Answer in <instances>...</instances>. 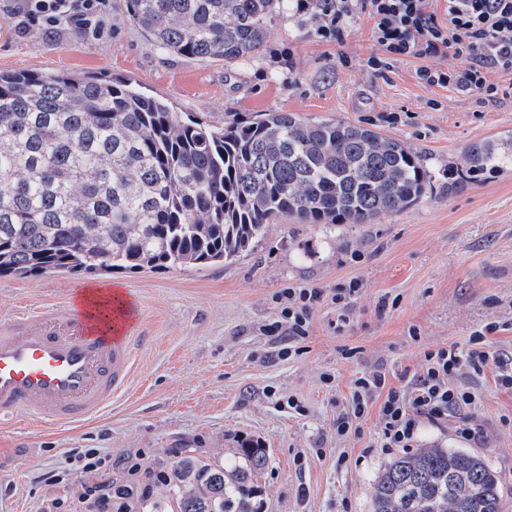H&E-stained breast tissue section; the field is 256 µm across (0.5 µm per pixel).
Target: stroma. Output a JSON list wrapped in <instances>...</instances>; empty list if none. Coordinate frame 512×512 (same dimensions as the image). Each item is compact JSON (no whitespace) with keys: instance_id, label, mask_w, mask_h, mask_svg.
I'll return each instance as SVG.
<instances>
[{"instance_id":"1","label":"stroma","mask_w":512,"mask_h":512,"mask_svg":"<svg viewBox=\"0 0 512 512\" xmlns=\"http://www.w3.org/2000/svg\"><path fill=\"white\" fill-rule=\"evenodd\" d=\"M372 27L368 14H356L339 45L317 38L309 20L283 15L268 24L259 54L227 65L158 48L129 20L125 0H111L95 37L22 33L0 14L1 72L126 80L179 115L215 127L260 112L360 123L419 151L433 181L415 205L370 224L280 218L251 251L225 263L0 278V316L30 297L62 298L76 282L127 289L140 301L149 336L130 392L103 419L76 430L32 424L0 432V486L8 489L0 512H54L81 486L96 483L95 471L49 478L71 448L100 449L118 483L129 477L126 460L137 461V481L163 500L168 488L160 476L182 456L221 463L246 440L267 451L258 479L265 512H371V488L395 454L378 447L374 407L359 435L337 438L336 416L354 378L379 370L392 386H403L421 372L425 351L465 346L489 322L505 326L490 338L489 351L512 358V170L448 190L470 144L512 133V97L482 102L425 85L414 58L374 72L366 64L378 51ZM352 279L361 289L347 320L339 321L326 298L311 312L303 353L280 358V342L264 332L280 312L276 294L302 286L328 295ZM326 373L328 385L321 380ZM494 376L489 368L459 379L477 393L469 415L479 440L461 438L450 420L423 423L417 445L481 456L497 471L504 510L512 512V392ZM291 397L304 413L289 409ZM340 449L350 457L343 468L336 465ZM300 453L307 457L302 468L295 463Z\"/></svg>"}]
</instances>
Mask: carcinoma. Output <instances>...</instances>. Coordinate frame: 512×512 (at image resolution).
<instances>
[{"instance_id": "obj_1", "label": "carcinoma", "mask_w": 512, "mask_h": 512, "mask_svg": "<svg viewBox=\"0 0 512 512\" xmlns=\"http://www.w3.org/2000/svg\"><path fill=\"white\" fill-rule=\"evenodd\" d=\"M290 0H126L161 49L234 63L262 49ZM512 167V136L473 145L466 172ZM406 142L355 123L264 112L221 128L184 120L122 79L0 73V277L203 267L250 251L266 225L370 224L431 188ZM265 449L218 465L181 457L162 476L177 509L262 512ZM372 512H503L482 458L419 448L375 481Z\"/></svg>"}]
</instances>
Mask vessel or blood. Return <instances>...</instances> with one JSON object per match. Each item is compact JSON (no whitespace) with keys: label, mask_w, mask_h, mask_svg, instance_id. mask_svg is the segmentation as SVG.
Instances as JSON below:
<instances>
[{"label":"vessel or blood","mask_w":512,"mask_h":512,"mask_svg":"<svg viewBox=\"0 0 512 512\" xmlns=\"http://www.w3.org/2000/svg\"><path fill=\"white\" fill-rule=\"evenodd\" d=\"M137 299L70 288L0 319V425L74 428L101 416L133 377L145 343Z\"/></svg>","instance_id":"vessel-or-blood-1"}]
</instances>
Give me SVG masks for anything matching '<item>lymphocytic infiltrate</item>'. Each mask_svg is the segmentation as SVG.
Returning <instances> with one entry per match:
<instances>
[{
	"mask_svg": "<svg viewBox=\"0 0 512 512\" xmlns=\"http://www.w3.org/2000/svg\"><path fill=\"white\" fill-rule=\"evenodd\" d=\"M11 12L19 28L34 26L50 37L63 28L95 36L108 14V0H13ZM322 12L317 36L339 44L349 19L359 12L368 14L378 52L368 58L367 65L375 72L390 69L402 58H416L422 62L416 72L422 83L474 91L487 100L512 96V86L488 79L492 70L512 73V0H446L441 19L427 11L426 0H324ZM449 54L461 60V67H431V59ZM280 297L284 306L269 332L285 336L279 353L289 357L300 353L310 313L323 293L292 286L283 289ZM499 330V323L492 322L476 330L465 347L426 351L421 373L399 388L391 386L380 371L356 377L347 406L336 418L337 436L359 433L360 420L375 406L384 450L413 448L422 422L439 424L451 417L457 418L463 438L474 439L478 428L468 412L476 403V393L456 379L462 373L480 375L492 367L497 384L512 391V359L485 349L489 336Z\"/></svg>",
	"mask_w": 512,
	"mask_h": 512,
	"instance_id": "f902f5d3",
	"label": "lymphocytic infiltrate"
}]
</instances>
